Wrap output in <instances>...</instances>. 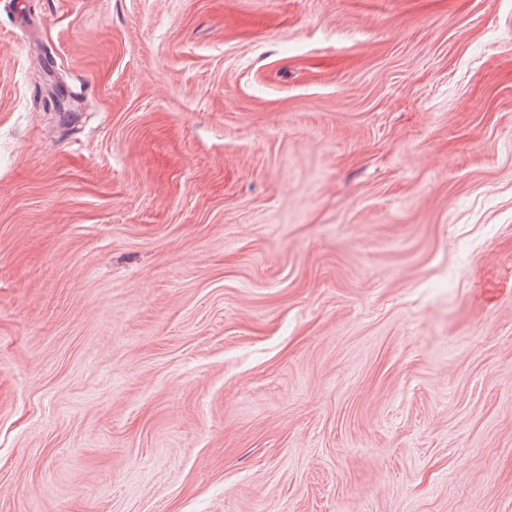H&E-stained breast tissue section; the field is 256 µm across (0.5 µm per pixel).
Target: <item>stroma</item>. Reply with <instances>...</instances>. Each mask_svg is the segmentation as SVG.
<instances>
[{
    "label": "stroma",
    "instance_id": "1",
    "mask_svg": "<svg viewBox=\"0 0 512 512\" xmlns=\"http://www.w3.org/2000/svg\"><path fill=\"white\" fill-rule=\"evenodd\" d=\"M0 512H512V0H0Z\"/></svg>",
    "mask_w": 512,
    "mask_h": 512
}]
</instances>
